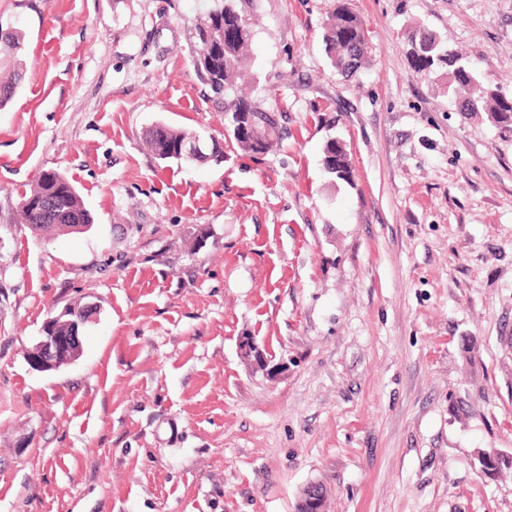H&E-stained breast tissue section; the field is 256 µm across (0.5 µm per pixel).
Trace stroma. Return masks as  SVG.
<instances>
[{"mask_svg":"<svg viewBox=\"0 0 512 512\" xmlns=\"http://www.w3.org/2000/svg\"><path fill=\"white\" fill-rule=\"evenodd\" d=\"M335 0H253V101L280 145L244 154L191 66L212 0H0L25 35L0 108V512H512V131L414 72L410 24L512 97V0H350L369 63L321 47ZM164 121L223 162L166 163ZM343 142L349 181L322 167ZM93 222L22 224L38 174ZM97 304L40 372L45 320ZM251 336L287 368L268 378ZM241 351L247 358L260 368L267 377L275 378L286 368L285 362H278L270 366V360L266 357L264 351L258 346L253 337H244L241 341Z\"/></svg>","mask_w":512,"mask_h":512,"instance_id":"1","label":"stroma"}]
</instances>
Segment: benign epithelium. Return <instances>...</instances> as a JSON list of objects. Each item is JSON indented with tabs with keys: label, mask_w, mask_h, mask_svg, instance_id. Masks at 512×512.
Instances as JSON below:
<instances>
[{
	"label": "benign epithelium",
	"mask_w": 512,
	"mask_h": 512,
	"mask_svg": "<svg viewBox=\"0 0 512 512\" xmlns=\"http://www.w3.org/2000/svg\"><path fill=\"white\" fill-rule=\"evenodd\" d=\"M96 311V304L90 303L78 312L66 308L59 315L48 318L42 326L39 342L29 353L28 363L31 368L50 371L75 359L81 351V328ZM241 351L269 378L277 377L286 368L284 362L270 364V360L252 337L243 338ZM326 495L323 484L311 481L302 490L300 504L309 502L316 505V510L320 512Z\"/></svg>",
	"instance_id": "obj_1"
}]
</instances>
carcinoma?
<instances>
[{"instance_id": "carcinoma-1", "label": "carcinoma", "mask_w": 512, "mask_h": 512, "mask_svg": "<svg viewBox=\"0 0 512 512\" xmlns=\"http://www.w3.org/2000/svg\"><path fill=\"white\" fill-rule=\"evenodd\" d=\"M217 5L197 19L196 48L191 65L198 80L214 97L224 102L227 131L238 148L246 154H266L276 146L278 128L275 113L260 108L252 99L235 94L238 84L250 78L243 67L252 48L253 31L248 16L250 0H216ZM22 35L0 26V45L8 53L22 48ZM408 57L417 73H437L446 78L448 97L457 110L469 103V111L482 112L494 125L512 128V97L502 95L486 83L478 66L450 50L440 34L424 24L409 31ZM322 47L336 74L345 78L357 75L367 63L368 35L360 16L349 0H336L322 31ZM19 74L0 81V107L14 93ZM200 139L196 132L160 122L146 134V142L157 159L177 160L175 150L181 144ZM336 157V168L326 171L331 179L350 180V165L345 148L330 137L323 154ZM22 215L37 235L52 234L62 229L85 228L92 218L75 185L55 170L41 172L22 201Z\"/></svg>"}]
</instances>
